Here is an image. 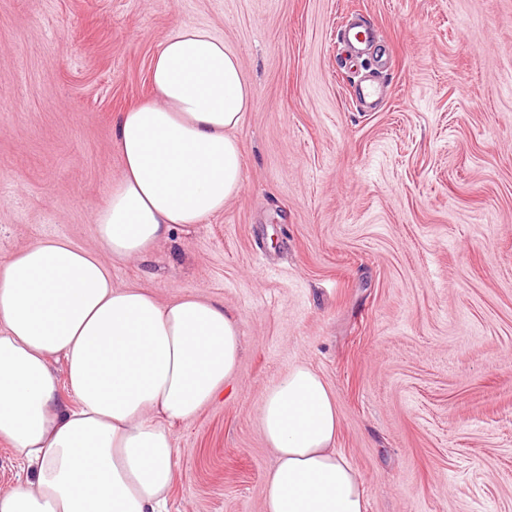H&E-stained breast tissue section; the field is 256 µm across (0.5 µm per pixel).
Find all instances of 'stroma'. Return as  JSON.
<instances>
[{"instance_id": "35a3bbf8", "label": "stroma", "mask_w": 512, "mask_h": 512, "mask_svg": "<svg viewBox=\"0 0 512 512\" xmlns=\"http://www.w3.org/2000/svg\"><path fill=\"white\" fill-rule=\"evenodd\" d=\"M181 24L223 37L253 100L240 193L112 266L240 321L229 391L171 428L168 512H263L262 400L299 362L367 512H512V0H0V262L49 235L97 249L112 124Z\"/></svg>"}]
</instances>
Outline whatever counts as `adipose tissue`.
<instances>
[{"mask_svg": "<svg viewBox=\"0 0 512 512\" xmlns=\"http://www.w3.org/2000/svg\"><path fill=\"white\" fill-rule=\"evenodd\" d=\"M152 94L122 112V159L94 224L98 250L45 237L0 263V442L21 465L0 512H166L169 426L215 401L242 352L239 322L198 296L158 301L112 283L109 260L147 255L220 214L243 187L234 135L252 104L237 54L181 25L158 48ZM336 397L297 363L262 401L275 457L264 512H366L336 451Z\"/></svg>", "mask_w": 512, "mask_h": 512, "instance_id": "obj_1", "label": "adipose tissue"}]
</instances>
